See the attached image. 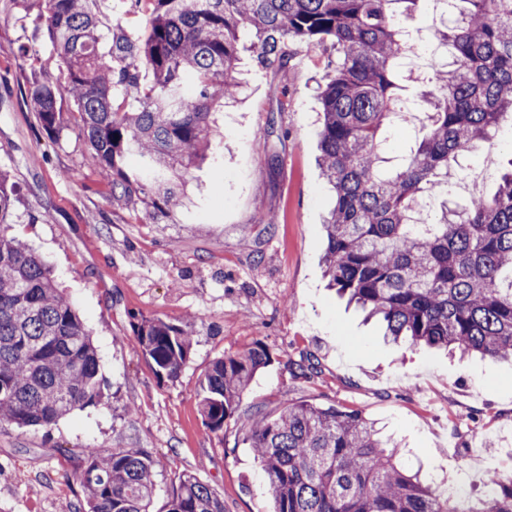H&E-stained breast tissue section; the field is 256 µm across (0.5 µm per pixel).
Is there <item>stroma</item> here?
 Here are the masks:
<instances>
[{"instance_id": "stroma-1", "label": "stroma", "mask_w": 512, "mask_h": 512, "mask_svg": "<svg viewBox=\"0 0 512 512\" xmlns=\"http://www.w3.org/2000/svg\"><path fill=\"white\" fill-rule=\"evenodd\" d=\"M52 47L16 0H0V168L16 188L13 227L54 269L92 333L102 400L46 428L0 424V512H61L82 502L84 451L141 448L159 464L151 508L164 512L178 474L224 498V512H271L245 416L285 401L355 408L403 446L407 468L471 499L488 472L512 471V364L460 358L384 338L328 289L324 224L334 194L322 177L320 44L301 42L287 72L258 71L224 109V147L191 169L168 223L112 204L84 161L80 127L47 136L28 112L18 45ZM268 135L270 160L256 140ZM272 224H265V217ZM191 328L189 360L158 378L133 331L138 317ZM262 341L273 360L240 400L241 421L211 431L198 407L212 362ZM310 358L313 373L296 364Z\"/></svg>"}]
</instances>
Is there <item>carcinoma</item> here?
Here are the masks:
<instances>
[{
	"label": "carcinoma",
	"instance_id": "cac0c4a2",
	"mask_svg": "<svg viewBox=\"0 0 512 512\" xmlns=\"http://www.w3.org/2000/svg\"><path fill=\"white\" fill-rule=\"evenodd\" d=\"M53 52L27 45L25 99L48 135L81 127L85 162L103 176L112 203L154 221L182 202L177 167L190 171L213 149L214 114L241 95L239 32L249 30L255 66L286 71L298 41L328 54L318 85L323 175L335 191L325 224L324 274L339 296L410 347L512 360V159L483 194L448 211L460 160L512 118V0H450L437 30L450 48L433 62L422 136L402 163L384 168L386 136L400 117L401 68L409 44L400 6L421 0H122L146 12L144 32L103 22L104 0H16ZM129 156L140 167L126 168ZM442 199L431 223L415 213ZM15 194L0 171V423L51 425L103 397L100 359L51 269L11 234ZM142 355L159 378L187 363L191 333L142 317ZM271 353L259 340L217 358L199 408L213 431L237 416L240 398ZM269 483L273 512H512V475L492 472L490 496L475 502L439 492L398 458L357 409L287 402L270 418L247 417ZM157 461L144 449L85 450L87 512H149ZM167 512H224V498L196 475L177 476Z\"/></svg>",
	"mask_w": 512,
	"mask_h": 512
}]
</instances>
